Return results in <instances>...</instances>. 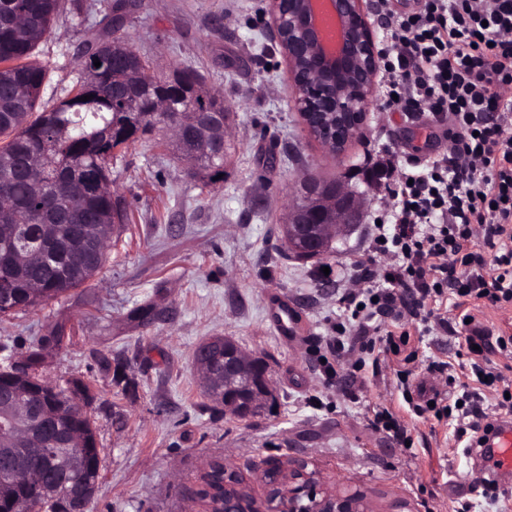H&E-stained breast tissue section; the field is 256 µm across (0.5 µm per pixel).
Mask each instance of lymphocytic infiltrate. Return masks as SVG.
<instances>
[{
  "label": "lymphocytic infiltrate",
  "instance_id": "lymphocytic-infiltrate-1",
  "mask_svg": "<svg viewBox=\"0 0 512 512\" xmlns=\"http://www.w3.org/2000/svg\"><path fill=\"white\" fill-rule=\"evenodd\" d=\"M383 29L385 109L447 126L448 148L405 159L393 209L343 270L342 319L311 349L351 400L366 353L394 343L387 320L447 329L433 304L450 295L512 305V0H417L385 9Z\"/></svg>",
  "mask_w": 512,
  "mask_h": 512
}]
</instances>
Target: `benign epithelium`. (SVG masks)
Segmentation results:
<instances>
[{
  "mask_svg": "<svg viewBox=\"0 0 512 512\" xmlns=\"http://www.w3.org/2000/svg\"><path fill=\"white\" fill-rule=\"evenodd\" d=\"M319 0H269L270 27L277 45L288 60L293 80L294 105L308 133L329 153L343 154L365 125L375 102L379 55L376 26L371 21L367 0H326L327 10L337 25L335 45L327 43ZM226 117L213 114L210 134L217 153L224 152ZM324 194V206L330 219L322 225L321 238L311 242L305 254L318 258L328 251L335 239L358 223L363 199L341 181L324 190L312 178L301 180L294 195L298 203L288 210L287 223L297 224L302 216L300 202L309 196ZM253 362L259 371L256 386L259 402L271 396L272 386L259 357L236 344L224 346V374L229 376L224 391V412L241 416L248 409L237 397L238 385L230 378L236 363ZM25 374L24 365L14 362L0 372V429L13 437L15 445L0 448V481L20 486L29 483V472L21 465L27 437V410L16 379ZM84 457L82 448H63L55 464L70 469ZM281 468L287 478L267 487L278 489L274 497L256 502L249 512H379L366 497L347 493L336 482L325 479L309 468L302 457H273L266 474ZM0 512H38L29 498L20 496L0 507Z\"/></svg>",
  "mask_w": 512,
  "mask_h": 512,
  "instance_id": "1",
  "label": "benign epithelium"
}]
</instances>
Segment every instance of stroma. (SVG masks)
I'll return each mask as SVG.
<instances>
[{"mask_svg": "<svg viewBox=\"0 0 512 512\" xmlns=\"http://www.w3.org/2000/svg\"><path fill=\"white\" fill-rule=\"evenodd\" d=\"M266 0H142L124 34L148 57L156 75L176 67L199 71L224 97L228 151L221 179L203 184L157 139L116 149L112 187L129 214L114 233L102 269L62 299L0 319V347L22 359L57 326L62 346L45 351L43 374L59 385L83 380L88 412L101 448L100 478L88 512H189L203 464L214 455L258 474L274 456L308 459L345 491L375 501L381 512H512V476L493 472L467 449L455 421L428 409L420 381L453 403L470 371L465 331L442 335L422 324L390 323L409 332L399 354L380 353L381 375L365 365L368 387L350 402L324 387L305 343L281 341L265 310L271 293L287 297L306 338L336 316L339 262L363 252L378 206H392V178L381 174L387 147L403 156L448 146L441 130L386 113L374 105L341 156L324 150L304 129L292 101L286 58L266 27ZM87 16L55 17L34 59L47 73L40 106L66 94L76 77ZM341 179L363 193L360 224L322 257H290L281 233L297 179ZM330 268L331 277L318 273ZM449 321L464 314L494 333L512 336V307L469 300L447 302ZM211 336L232 337L268 364L273 411L238 420L203 396L193 352ZM446 362L448 377L428 372ZM410 364L411 414L396 372ZM501 374L487 392L486 412L512 394V358L487 353ZM321 398L318 406L309 397ZM394 410L409 443L374 428L375 409Z\"/></svg>", "mask_w": 512, "mask_h": 512, "instance_id": "obj_1", "label": "stroma"}]
</instances>
